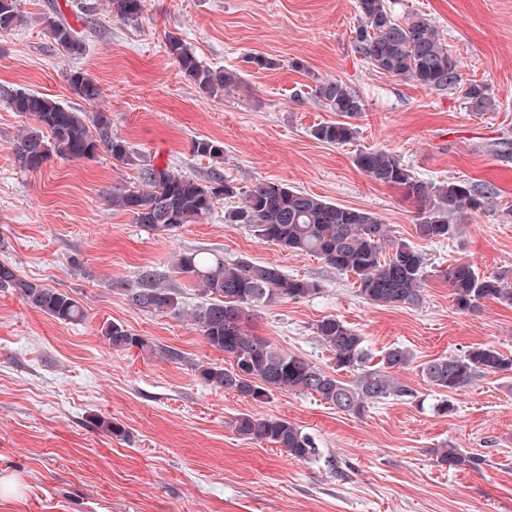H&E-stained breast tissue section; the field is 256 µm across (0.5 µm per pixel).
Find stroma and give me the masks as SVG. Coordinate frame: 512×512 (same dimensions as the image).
Wrapping results in <instances>:
<instances>
[{
  "label": "stroma",
  "mask_w": 512,
  "mask_h": 512,
  "mask_svg": "<svg viewBox=\"0 0 512 512\" xmlns=\"http://www.w3.org/2000/svg\"><path fill=\"white\" fill-rule=\"evenodd\" d=\"M47 2L20 0L24 24L0 37V89L104 109L118 135L160 168L203 181L217 169L245 190L278 180L370 211L432 271L456 260L484 273L512 271V0H388L398 18H431L463 81L486 88L492 106L478 113L457 92L373 70L353 48L355 0H143L134 21L96 0L92 26L85 0H58L84 37L76 57L62 56L42 23ZM172 35L204 65L239 72V91L215 97L186 80L166 49ZM251 55L274 65L257 67ZM74 71L97 81L98 103L73 94ZM326 79L352 86L365 103L345 144L313 136L337 119L312 94ZM25 123L0 98V261L65 290L86 317L60 323L0 290V477L18 485L0 497V512H512V374L479 376L447 396L454 409L442 415L434 406L445 396L419 370L474 344L512 355V305L489 300L458 311L433 275L420 304L371 305L320 258L230 221V200L201 222L158 234L104 204L112 186L139 183L137 168L107 154L20 170L12 144ZM201 138L223 143V164L193 155ZM379 148L424 181L491 182L496 202L459 219L450 239H420L414 206L353 163L358 152ZM194 251L317 282L318 294L260 305L255 331L330 371L335 361L314 326L336 316L365 336L371 362L393 345L411 350L413 365L397 374L410 395L354 417L306 394L260 403L205 386L195 364L223 363L224 354L185 319L141 312L125 296L151 267L179 288L185 307L199 305L195 282L172 270L176 255ZM112 322L148 339L156 354L113 350L101 334ZM244 413L302 427L319 440V458L295 461L240 437L231 423ZM104 420L123 436L103 430ZM448 445L483 457L481 470L437 466L433 449Z\"/></svg>",
  "instance_id": "obj_1"
}]
</instances>
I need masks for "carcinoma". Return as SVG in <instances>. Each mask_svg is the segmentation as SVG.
I'll use <instances>...</instances> for the list:
<instances>
[{
	"mask_svg": "<svg viewBox=\"0 0 512 512\" xmlns=\"http://www.w3.org/2000/svg\"><path fill=\"white\" fill-rule=\"evenodd\" d=\"M107 6L122 20L134 21L142 13V0H108ZM356 7V33L361 39L353 41V47L373 69L432 92L455 90L471 111L487 110L491 100L484 87L462 82L457 61L430 19L416 15L400 21L387 0H356ZM23 22L19 0H0V34ZM42 22L62 54H83L81 32L55 3L48 4ZM166 49L179 72L210 95L232 94L242 84L234 70L202 65L175 36L168 39ZM70 86L86 102L99 100V87L85 72L71 73ZM313 95L341 117L317 125L314 137L330 144L352 141L357 128L351 119L364 112L359 92L333 79L319 82ZM0 96L7 99L13 111L32 121L13 143L19 167L37 170L53 155L64 160L91 159L100 150L121 164L138 167L141 186H114L105 198L107 205L131 214L137 224L167 235L203 220L215 202L235 199L232 221L247 225L266 243L317 256L336 272L354 276L358 296L369 303L401 307L417 305L422 299L427 277L424 255L412 245L392 239L388 225L368 211L338 205L280 181H265L243 191L215 172L203 183L178 171L143 163L141 156L114 132L108 112H79L52 98L25 91L0 90ZM191 150L197 157L215 161L224 157V147L210 139L193 141ZM353 162L371 180L399 189L415 204L416 233L426 241L453 237L458 229L454 220L485 209L497 195L495 186L485 181L437 185L420 180L384 149L361 151ZM173 269L195 280L205 296V302L187 313L191 325L211 348L230 359L227 366L207 361L194 365L197 376L210 388L255 402L295 391L317 396L356 416L371 404L407 393L394 372L410 365V350L392 346L384 352L378 367L367 369L365 337L334 316L322 318L314 327L318 342L334 356L336 370L332 372L299 354L280 350L251 329L254 307L315 295L320 291L317 283L288 276L270 264L247 259L226 262L218 253L179 254ZM441 277L460 312H471L486 300L512 305V281L504 273L485 274L466 261H456L442 271ZM0 288L14 290L29 306L60 323H75L85 317L83 307L64 290L20 278L4 261H0ZM126 296L142 312H182L177 288L150 267L140 271L132 287L126 289ZM101 332L115 350L153 351L148 340L121 324L112 323ZM420 371L430 386L455 393L471 386L479 375L511 372L512 356L482 344L469 347L461 355L426 361ZM344 373L352 374V379H341ZM233 426L242 438L273 444L296 460L309 461L320 455L315 436L284 418L242 414ZM433 456L439 466L457 471L478 470L482 463L481 458L462 448H436Z\"/></svg>",
	"mask_w": 512,
	"mask_h": 512,
	"instance_id": "1",
	"label": "carcinoma"
}]
</instances>
